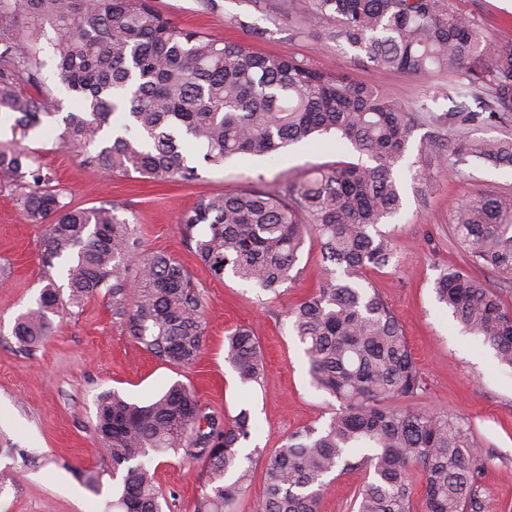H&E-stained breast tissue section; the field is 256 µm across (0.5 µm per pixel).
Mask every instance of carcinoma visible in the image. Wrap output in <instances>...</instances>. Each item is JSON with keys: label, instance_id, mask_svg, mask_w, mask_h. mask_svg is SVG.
Returning a JSON list of instances; mask_svg holds the SVG:
<instances>
[{"label": "carcinoma", "instance_id": "cac0c4a2", "mask_svg": "<svg viewBox=\"0 0 512 512\" xmlns=\"http://www.w3.org/2000/svg\"><path fill=\"white\" fill-rule=\"evenodd\" d=\"M298 8L303 33L316 41L347 47L380 70L450 72V94L479 100V109L458 104L435 112L424 102L389 100L339 72L180 28L153 0H0V112L12 117L10 138L0 139V180L20 190L27 220L44 225L45 285L36 306L17 318L14 336L23 346L40 343L60 308L79 307L102 291L128 334L173 366L196 361L206 332L202 296L184 266L148 254L128 278L127 258L139 247L135 225L112 207H71L27 145L61 110L48 87L35 96L18 89L37 80L41 39L49 38L59 81L75 101L57 139L80 149L99 143L84 159L95 170L188 178L197 167L189 165L186 142L203 146L204 161L220 165L333 134L368 162L316 170L281 194L202 196L178 220L214 277L229 272L268 294L296 279L307 239L317 241L328 264L324 283L287 316L313 384L338 407L322 428L295 432L270 454L252 512H319L325 478L364 466L372 479L356 512H411L418 482L426 512H485L477 493L485 460L470 425L395 405L424 385L399 321L365 284V270L398 257L380 226L403 206L398 168L410 145L417 144L418 164L411 188L423 197L435 177L460 176L465 166L512 168V134L474 136L481 127L512 123V39L484 41L451 0L277 3L282 13ZM118 110L126 122L110 133ZM423 128L427 133L416 138ZM454 234L474 264L512 282V195L466 199ZM57 266L61 285L52 274ZM434 290L465 331L512 367V310L494 288L452 268ZM224 359L242 384L263 382L264 355L246 328L224 336ZM96 429L112 476H121L102 512H162L164 494L146 458L167 451L203 462L206 482L194 512H237L252 477L249 456L241 454L252 431L248 410L232 418L208 412L191 388L176 383L145 405L102 396Z\"/></svg>", "mask_w": 512, "mask_h": 512}]
</instances>
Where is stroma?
Instances as JSON below:
<instances>
[{
	"mask_svg": "<svg viewBox=\"0 0 512 512\" xmlns=\"http://www.w3.org/2000/svg\"><path fill=\"white\" fill-rule=\"evenodd\" d=\"M216 10L203 0H154L174 23L261 53L285 54L319 70L343 72L351 82L374 85L388 99L405 104L428 101L447 111L449 74L417 76L376 69L344 54L335 43L318 44L302 34L299 14H284L267 0H218ZM480 27L486 40L512 37V0H452ZM248 16L255 37L237 20ZM58 120L29 143L40 163L65 188L73 206L116 205L120 216L136 225L138 254H165L187 269L203 297L206 342L188 368L169 365L142 349L112 315L110 296L96 294L82 307L52 317V330L32 350H21L12 334L17 317L35 306L44 285L40 243L44 227L30 223L12 189L0 183V472L16 474L14 488L0 494V512H100L112 496L111 463L95 433L100 396L114 392L144 403L174 382L189 386L206 410L229 416L249 410L254 422L253 477L240 512H251L264 486V461L289 434L322 427L336 409L335 400L310 383L307 359L286 316L290 306L326 277L317 242L300 256L296 282L278 295L262 293L232 275L214 278L191 253L178 228L180 214L204 195L262 189L282 191L311 170L337 161H357L358 153L322 135L287 146L276 157L239 155L219 166L203 162L201 146L186 143L197 175L171 182L96 172L84 163L81 149L59 145ZM512 193V168L491 165L468 169L465 176L440 179L425 203L406 193L404 207L382 229L395 237L398 266L370 269L366 278L387 301L407 337L425 390L406 399V407L460 417L467 421L486 464L478 494L487 512H512V369L499 364L493 350L463 332L433 291L441 270L463 268L492 285L512 308V282L472 263L458 244L453 224L458 204L474 193ZM243 326L256 336L265 356L262 385L244 386L224 359V336ZM168 512H194L205 482L203 464L182 456H153ZM101 473L99 491L83 475ZM372 478L363 468L338 471L326 480L320 512H355L359 492Z\"/></svg>",
	"mask_w": 512,
	"mask_h": 512,
	"instance_id": "35a3bbf8",
	"label": "stroma"
}]
</instances>
